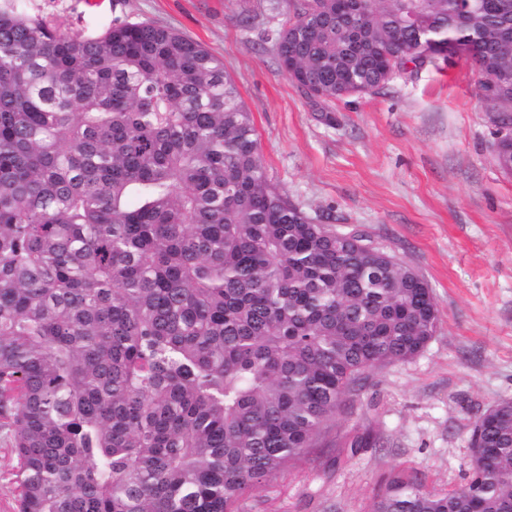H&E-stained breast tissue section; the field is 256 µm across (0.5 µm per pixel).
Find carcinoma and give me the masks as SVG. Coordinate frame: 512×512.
Instances as JSON below:
<instances>
[{
	"label": "carcinoma",
	"mask_w": 512,
	"mask_h": 512,
	"mask_svg": "<svg viewBox=\"0 0 512 512\" xmlns=\"http://www.w3.org/2000/svg\"><path fill=\"white\" fill-rule=\"evenodd\" d=\"M280 70L340 100L474 66L512 121V0H291ZM512 171V132L494 144ZM428 281L267 178L224 60L151 21L75 33L0 3V416L19 512H238L312 460L370 371L421 353ZM465 483L391 477L371 512H512V400Z\"/></svg>",
	"instance_id": "1"
}]
</instances>
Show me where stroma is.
Listing matches in <instances>:
<instances>
[{"label":"stroma","mask_w":512,"mask_h":512,"mask_svg":"<svg viewBox=\"0 0 512 512\" xmlns=\"http://www.w3.org/2000/svg\"><path fill=\"white\" fill-rule=\"evenodd\" d=\"M94 32L150 20L224 61L249 109L271 183L314 223L363 234L431 285L439 323L414 359L375 370L331 422L319 462L282 472L240 512H369L404 469L426 487L463 483L476 420L512 400V172L471 64L426 67L333 102L279 69L272 38L290 0H35ZM362 440L353 450L352 440ZM15 455L0 419V512H17ZM512 126L505 133L499 130L502 135L494 144L495 159L499 167L505 171H512Z\"/></svg>","instance_id":"obj_1"}]
</instances>
